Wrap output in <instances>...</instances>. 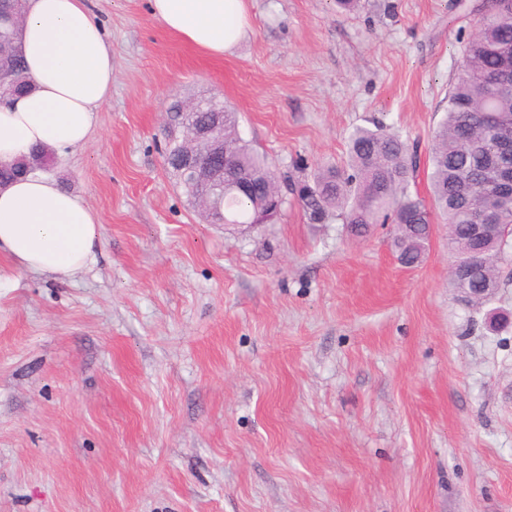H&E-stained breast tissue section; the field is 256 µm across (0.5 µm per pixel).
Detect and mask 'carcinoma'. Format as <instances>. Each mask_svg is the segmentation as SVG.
<instances>
[{"label": "carcinoma", "mask_w": 512, "mask_h": 512, "mask_svg": "<svg viewBox=\"0 0 512 512\" xmlns=\"http://www.w3.org/2000/svg\"><path fill=\"white\" fill-rule=\"evenodd\" d=\"M25 0H0V42L10 48L0 54V68L8 74L4 90L8 97L31 88L22 52L20 32L12 21L20 19ZM478 20L475 33L465 43L462 61L447 94L444 120L434 130L429 156V197L411 191L418 164L401 135L380 122L358 126L349 136L348 159L342 166L314 171L311 179L281 173L268 157L242 139L238 113L213 97H199L194 112L182 114L172 102L167 111L171 122L164 127L165 170L174 185L192 204L197 188L178 171V158L191 128L210 120V113H224V139L233 145L232 168L238 180L265 183L276 194L296 198L312 224L336 219L355 236H366L379 224L393 225L391 245L399 262L417 266L431 234L434 216L448 224L449 265L475 264L465 282L467 303L479 308L490 300L482 288H500L502 265L512 261V235L494 233L481 245L483 257L475 262L467 251L471 224L479 213H488L496 224L512 225V196L493 192L492 179L499 170H512V153L498 148L499 134L512 133V71L504 67L512 60V0H482L474 7ZM52 152L35 148L13 166H0V185L45 166ZM264 201L249 199L233 188L204 219L211 224H253Z\"/></svg>", "instance_id": "carcinoma-1"}]
</instances>
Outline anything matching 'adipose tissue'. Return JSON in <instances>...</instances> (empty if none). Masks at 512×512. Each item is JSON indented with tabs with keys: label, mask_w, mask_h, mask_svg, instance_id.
I'll return each instance as SVG.
<instances>
[{
	"label": "adipose tissue",
	"mask_w": 512,
	"mask_h": 512,
	"mask_svg": "<svg viewBox=\"0 0 512 512\" xmlns=\"http://www.w3.org/2000/svg\"><path fill=\"white\" fill-rule=\"evenodd\" d=\"M153 16L220 57L249 27L246 0H151ZM33 87L0 106V166L34 147L65 154L85 146L112 95V45L89 0H26L21 24ZM100 218L79 196L39 175L0 186V258L64 280L93 263Z\"/></svg>",
	"instance_id": "ef3b65f1"
}]
</instances>
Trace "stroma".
Masks as SVG:
<instances>
[{"instance_id":"35a3bbf8","label":"stroma","mask_w":512,"mask_h":512,"mask_svg":"<svg viewBox=\"0 0 512 512\" xmlns=\"http://www.w3.org/2000/svg\"><path fill=\"white\" fill-rule=\"evenodd\" d=\"M112 96L47 177L101 220L87 269L0 282V512H512V281L483 307L390 229L351 235L297 204L207 223L163 164L164 110L210 94L281 171L347 159L381 119L419 147L467 36L456 0H247L224 56L150 0H89ZM503 320L489 328L487 317Z\"/></svg>"}]
</instances>
